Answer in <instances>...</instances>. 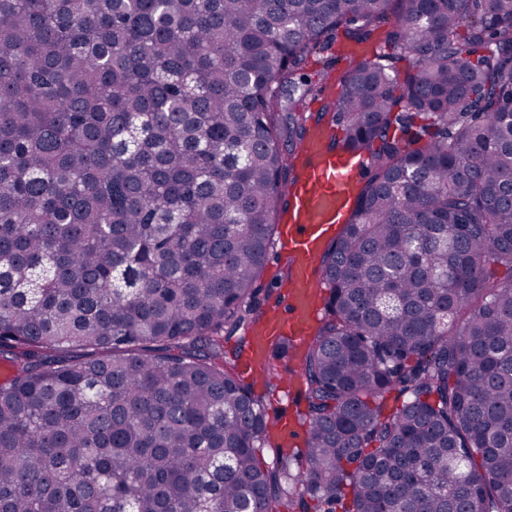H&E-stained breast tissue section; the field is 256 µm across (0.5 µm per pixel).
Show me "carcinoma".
<instances>
[{"label": "carcinoma", "instance_id": "carcinoma-1", "mask_svg": "<svg viewBox=\"0 0 512 512\" xmlns=\"http://www.w3.org/2000/svg\"><path fill=\"white\" fill-rule=\"evenodd\" d=\"M313 124L366 161L293 474L225 333ZM0 366V512H512V0H0ZM349 45L353 44L339 34L337 38L332 40L325 48L317 51V54L309 60V71L323 69L329 73L332 81L336 84L338 75L348 69L355 61L354 58L345 55V48Z\"/></svg>", "mask_w": 512, "mask_h": 512}]
</instances>
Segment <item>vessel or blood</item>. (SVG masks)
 <instances>
[{"label": "vessel or blood", "mask_w": 512, "mask_h": 512, "mask_svg": "<svg viewBox=\"0 0 512 512\" xmlns=\"http://www.w3.org/2000/svg\"><path fill=\"white\" fill-rule=\"evenodd\" d=\"M301 173L287 196L290 209L279 227L281 250L289 262L287 308L267 316L252 331L251 361L261 362L273 341L286 337L303 347L318 313L316 260L331 228L343 224L351 193L363 174L362 157L336 151L328 128L313 129L298 157Z\"/></svg>", "instance_id": "1"}]
</instances>
